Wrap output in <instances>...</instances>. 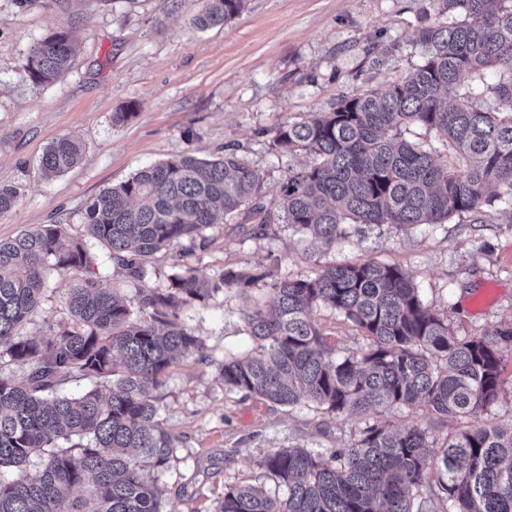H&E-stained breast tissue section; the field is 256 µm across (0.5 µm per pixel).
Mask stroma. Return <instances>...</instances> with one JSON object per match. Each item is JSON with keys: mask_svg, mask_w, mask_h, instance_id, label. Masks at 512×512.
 I'll return each mask as SVG.
<instances>
[{"mask_svg": "<svg viewBox=\"0 0 512 512\" xmlns=\"http://www.w3.org/2000/svg\"><path fill=\"white\" fill-rule=\"evenodd\" d=\"M430 0H246L224 26L198 30L200 0H0V184L18 188L0 214V239L56 222L85 234L86 206L105 188L139 169L191 153L211 160L236 148L264 177L274 198L288 165L269 149L276 126L328 112L341 97L379 91L420 62L416 32ZM71 28L70 70L45 86L32 83L24 60L32 45ZM129 102L137 111L117 123L113 112ZM85 146L72 169L43 176L39 160L62 136ZM210 246L187 258L157 254L149 268L157 287L182 267L206 279L229 268L262 267L269 280L247 292L220 291L196 303L189 324L201 336L202 355L174 363L160 390L164 427L177 439L176 455L153 477L164 512H209L227 487L276 485L262 467L273 448H341L356 438L362 419L329 417L226 392L225 356L253 347L243 310L268 294L272 281L304 278L318 268L376 260L414 279L432 310L459 336H477L512 324V220L469 216L409 230L371 228L306 258L284 224L244 237L238 218L206 229ZM57 276L23 328L50 335L68 320ZM394 426H421L445 437L457 424L433 421L419 406L374 411Z\"/></svg>", "mask_w": 512, "mask_h": 512, "instance_id": "35a3bbf8", "label": "stroma"}]
</instances>
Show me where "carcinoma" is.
<instances>
[{
    "label": "carcinoma",
    "mask_w": 512,
    "mask_h": 512,
    "mask_svg": "<svg viewBox=\"0 0 512 512\" xmlns=\"http://www.w3.org/2000/svg\"><path fill=\"white\" fill-rule=\"evenodd\" d=\"M245 0H201L195 25L235 18ZM437 15L419 27L420 63L380 92H356L330 112L281 122L270 141L278 159L300 153L265 204L262 174L234 148L215 160L188 153L145 167L103 189L86 207L87 235L107 251L119 284L101 287L98 256L61 224L0 240V512H162L152 472L174 454L158 418L157 391L179 358L204 349L181 314L225 288L244 292L268 277L227 269L216 280L191 269L169 286L149 283L160 252L184 258L206 248L203 231L230 215L257 225L286 224L315 251L348 237L354 224L404 228L475 223L495 210L512 221V0H432ZM71 32L37 40L24 68L36 85L70 66ZM492 72L475 93L466 74ZM491 94L495 105L485 103ZM418 126L452 149L435 155L404 137ZM84 148L63 136L41 158L47 175L75 166ZM63 283L69 321L48 337L21 336L39 306L49 272ZM132 286L137 309L122 287ZM327 309L358 330L365 347L338 353L314 320ZM251 352L226 355L224 390L330 416L363 417L378 408L422 406L432 418L469 420L507 384L512 325L459 337L396 265H336L304 279L275 281L268 299L242 313ZM70 381L92 387L64 391ZM42 460L30 472L31 457ZM262 467L284 490L229 487L212 512H512V430L473 424L438 442L428 429L368 421L349 445L313 452L272 448Z\"/></svg>",
    "instance_id": "1"
}]
</instances>
